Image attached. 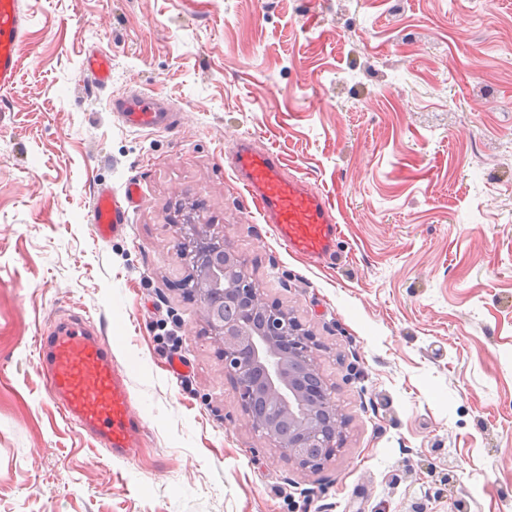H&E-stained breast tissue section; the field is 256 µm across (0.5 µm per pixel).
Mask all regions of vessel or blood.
<instances>
[{
	"label": "vessel or blood",
	"mask_w": 512,
	"mask_h": 512,
	"mask_svg": "<svg viewBox=\"0 0 512 512\" xmlns=\"http://www.w3.org/2000/svg\"><path fill=\"white\" fill-rule=\"evenodd\" d=\"M27 36V18L19 0H0V92L17 83L19 48ZM82 67L97 84L112 81V58L86 50ZM112 110L134 131L170 127V112L142 95L114 99ZM230 164L264 223L273 226L289 250L313 262L334 256L338 226L329 199L302 178L290 176L279 154L238 139ZM140 201L137 184L123 194L98 185L91 217L97 238L126 235L129 213ZM37 370L62 416L118 460L133 459L146 422L132 403L125 368L112 356V343L86 318L70 316L38 340Z\"/></svg>",
	"instance_id": "obj_1"
}]
</instances>
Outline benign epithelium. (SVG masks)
I'll list each match as a JSON object with an SVG mask.
<instances>
[{"label":"benign epithelium","mask_w":512,"mask_h":512,"mask_svg":"<svg viewBox=\"0 0 512 512\" xmlns=\"http://www.w3.org/2000/svg\"><path fill=\"white\" fill-rule=\"evenodd\" d=\"M179 230L186 240L180 259L191 267L187 290L254 432L301 467L320 470L339 447L344 418L317 366L316 344L288 312L265 301L224 238L199 224Z\"/></svg>","instance_id":"1"}]
</instances>
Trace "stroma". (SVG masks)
I'll list each match as a JSON object with an SVG mask.
<instances>
[{"label":"stroma","instance_id":"stroma-1","mask_svg":"<svg viewBox=\"0 0 512 512\" xmlns=\"http://www.w3.org/2000/svg\"><path fill=\"white\" fill-rule=\"evenodd\" d=\"M0 99V512H501L512 505V0H21ZM112 57L100 88L86 49ZM159 98L134 132L114 98ZM335 205L333 261L289 254L236 137ZM138 181L96 239L97 184ZM221 233L318 344L346 418L312 472L260 439L196 301L183 216ZM88 313L147 427L134 460L67 422L37 341ZM191 371L176 379L171 355ZM112 111L124 126L134 131L167 129L173 122L170 112L155 99L142 95L114 99ZM140 201L136 183L126 186L122 195L107 184H98L92 200L91 217L94 233L101 240L124 236L130 228L129 213Z\"/></svg>","mask_w":512,"mask_h":512}]
</instances>
